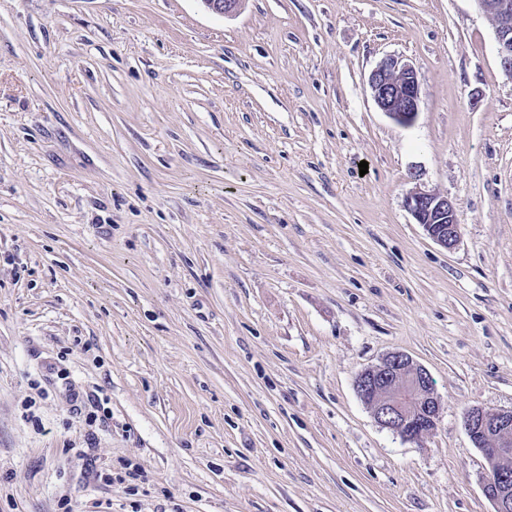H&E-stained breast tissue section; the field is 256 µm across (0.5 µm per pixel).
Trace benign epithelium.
I'll list each match as a JSON object with an SVG mask.
<instances>
[{"label": "benign epithelium", "mask_w": 512, "mask_h": 512, "mask_svg": "<svg viewBox=\"0 0 512 512\" xmlns=\"http://www.w3.org/2000/svg\"><path fill=\"white\" fill-rule=\"evenodd\" d=\"M211 12L235 14L243 0H201ZM496 25L502 71L512 77V0H475ZM368 85L377 107L395 122L407 126L419 112L421 84L416 70L389 56L371 72ZM405 207L426 236L450 251L460 240L455 203L445 196L417 188L405 198ZM355 390L376 422L403 439L417 441L437 423L441 404L429 372L412 357L392 352L358 374ZM465 429L489 468L483 493L494 512H512V410L488 411L479 406L464 415Z\"/></svg>", "instance_id": "7a95c632"}]
</instances>
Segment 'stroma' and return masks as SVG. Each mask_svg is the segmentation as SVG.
Instances as JSON below:
<instances>
[{"mask_svg": "<svg viewBox=\"0 0 512 512\" xmlns=\"http://www.w3.org/2000/svg\"><path fill=\"white\" fill-rule=\"evenodd\" d=\"M397 351L441 402L416 442L355 391ZM473 406L512 410V78L475 0H0V512H494ZM368 85L377 107L398 124L410 125L419 112L421 84L416 70L398 58L383 59ZM405 207L429 239L446 250L455 249L460 240V224L452 200L418 188L407 195Z\"/></svg>", "mask_w": 512, "mask_h": 512, "instance_id": "35a3bbf8", "label": "stroma"}]
</instances>
